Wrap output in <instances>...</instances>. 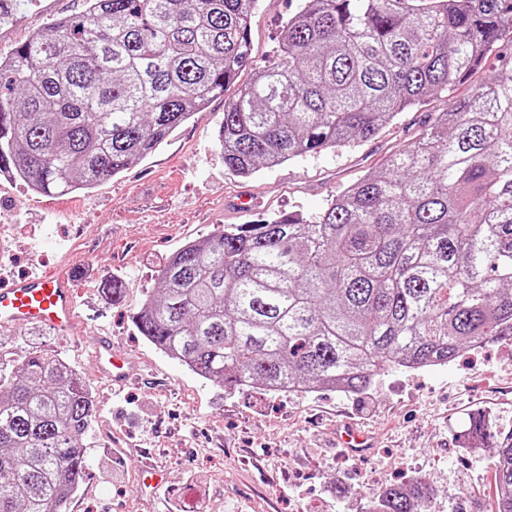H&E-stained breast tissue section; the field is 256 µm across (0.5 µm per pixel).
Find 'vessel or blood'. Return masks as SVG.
Segmentation results:
<instances>
[{"label": "vessel or blood", "instance_id": "vessel-or-blood-1", "mask_svg": "<svg viewBox=\"0 0 512 512\" xmlns=\"http://www.w3.org/2000/svg\"><path fill=\"white\" fill-rule=\"evenodd\" d=\"M27 324L59 335L77 333L74 289L68 277L48 272L12 278L0 285V328ZM95 357L109 384L122 387L135 379L132 362L116 353L111 338L99 343Z\"/></svg>", "mask_w": 512, "mask_h": 512}]
</instances>
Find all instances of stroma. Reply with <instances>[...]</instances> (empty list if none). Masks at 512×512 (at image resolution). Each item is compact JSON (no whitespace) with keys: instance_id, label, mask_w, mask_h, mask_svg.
<instances>
[{"instance_id":"35a3bbf8","label":"stroma","mask_w":512,"mask_h":512,"mask_svg":"<svg viewBox=\"0 0 512 512\" xmlns=\"http://www.w3.org/2000/svg\"><path fill=\"white\" fill-rule=\"evenodd\" d=\"M299 0H261L250 24L251 59L239 77L272 64L278 37ZM85 0H22L15 24L0 27V53L54 19L75 18ZM482 79L449 85L419 110L399 113L374 139L326 151L244 178L227 169L217 145L223 97L177 128L150 156L91 190L63 196L0 179V282L48 269L77 291L79 332L29 326L0 333V359L55 351L90 384L96 416L86 437L87 470L66 512H367L372 488L426 480L427 512H493L488 460L461 449L474 413L485 412L496 447L512 433V342L487 340L445 366L393 369L366 393L334 390L270 395L227 390L171 359L137 332L133 317L158 296V273L186 243L227 224L283 213L312 216L343 187L408 148L430 115L470 94ZM259 199L258 213L226 208L228 198ZM125 283L114 304L100 285ZM130 354L149 383L112 388L92 351L102 337ZM353 424L376 445L354 454L337 447L336 428ZM164 467L171 504L143 484L145 452Z\"/></svg>"}]
</instances>
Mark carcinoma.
<instances>
[{"instance_id":"cac0c4a2","label":"carcinoma","mask_w":512,"mask_h":512,"mask_svg":"<svg viewBox=\"0 0 512 512\" xmlns=\"http://www.w3.org/2000/svg\"><path fill=\"white\" fill-rule=\"evenodd\" d=\"M259 0H85L78 18L0 54V165L65 195L121 175L251 55ZM448 102L312 218L226 224L169 259L141 336L224 388L366 392L393 367L512 341V0H301L281 57L224 101L219 145L242 177L376 137L434 91ZM92 393L61 355L0 370V512H65L86 475ZM512 512V432L491 457ZM428 483L371 512H425Z\"/></svg>"}]
</instances>
